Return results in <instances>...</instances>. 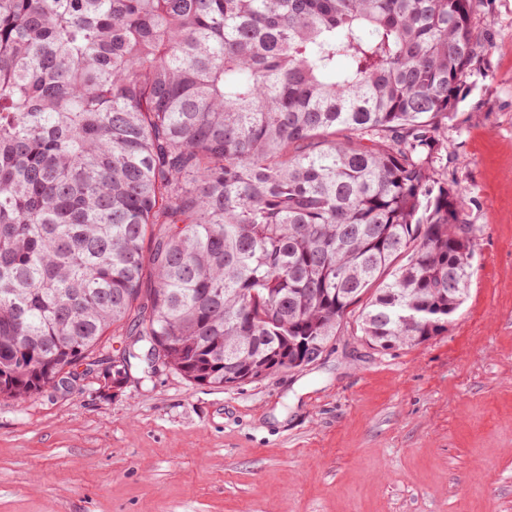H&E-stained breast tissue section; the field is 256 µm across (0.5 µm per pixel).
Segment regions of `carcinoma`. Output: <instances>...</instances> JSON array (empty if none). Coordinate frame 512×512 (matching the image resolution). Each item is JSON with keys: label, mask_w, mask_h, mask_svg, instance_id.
<instances>
[{"label": "carcinoma", "mask_w": 512, "mask_h": 512, "mask_svg": "<svg viewBox=\"0 0 512 512\" xmlns=\"http://www.w3.org/2000/svg\"><path fill=\"white\" fill-rule=\"evenodd\" d=\"M476 0H0V398L109 334L193 385L390 351L470 287L445 122Z\"/></svg>", "instance_id": "1"}]
</instances>
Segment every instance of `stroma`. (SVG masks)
Returning a JSON list of instances; mask_svg holds the SVG:
<instances>
[{
    "label": "stroma",
    "instance_id": "35a3bbf8",
    "mask_svg": "<svg viewBox=\"0 0 512 512\" xmlns=\"http://www.w3.org/2000/svg\"><path fill=\"white\" fill-rule=\"evenodd\" d=\"M448 121L477 253L440 336L380 351L354 320L313 364L233 388L134 368L0 399V512H512V0Z\"/></svg>",
    "mask_w": 512,
    "mask_h": 512
}]
</instances>
